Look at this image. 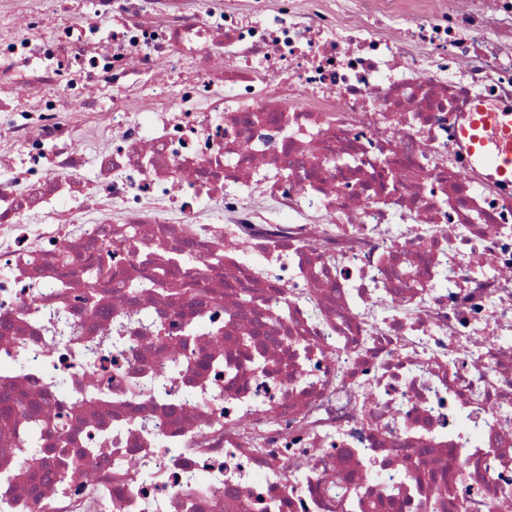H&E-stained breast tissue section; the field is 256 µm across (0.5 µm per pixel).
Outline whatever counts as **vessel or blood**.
<instances>
[{
    "instance_id": "b4317fda",
    "label": "vessel or blood",
    "mask_w": 512,
    "mask_h": 512,
    "mask_svg": "<svg viewBox=\"0 0 512 512\" xmlns=\"http://www.w3.org/2000/svg\"><path fill=\"white\" fill-rule=\"evenodd\" d=\"M460 134L477 164L494 178L512 181V105L489 110L474 103Z\"/></svg>"
}]
</instances>
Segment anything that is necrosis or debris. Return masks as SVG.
Here are the masks:
<instances>
[{"label": "necrosis or debris", "mask_w": 512, "mask_h": 512, "mask_svg": "<svg viewBox=\"0 0 512 512\" xmlns=\"http://www.w3.org/2000/svg\"><path fill=\"white\" fill-rule=\"evenodd\" d=\"M406 4L0 0V512L512 507V0ZM460 135L477 164L494 178L512 181V105L487 110L475 101Z\"/></svg>", "instance_id": "necrosis-or-debris-1"}]
</instances>
